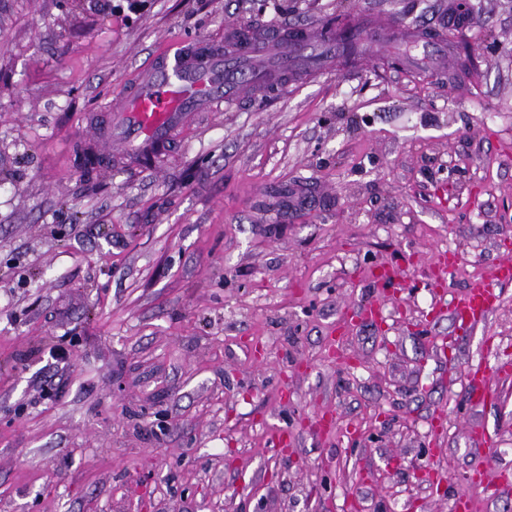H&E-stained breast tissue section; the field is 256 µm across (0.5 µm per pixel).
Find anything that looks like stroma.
Instances as JSON below:
<instances>
[{"label": "stroma", "instance_id": "stroma-1", "mask_svg": "<svg viewBox=\"0 0 512 512\" xmlns=\"http://www.w3.org/2000/svg\"><path fill=\"white\" fill-rule=\"evenodd\" d=\"M0 0V512H512V0ZM388 17L149 168L83 118L165 42ZM486 369L492 403H473ZM334 418L318 424L320 414ZM415 462L443 474L432 489ZM511 278V262L499 265L493 280L475 283L459 297L453 310L454 317L461 321H469L471 324L484 319L499 302V294L495 288L496 282L511 280Z\"/></svg>", "mask_w": 512, "mask_h": 512}]
</instances>
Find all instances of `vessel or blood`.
<instances>
[{"mask_svg":"<svg viewBox=\"0 0 512 512\" xmlns=\"http://www.w3.org/2000/svg\"><path fill=\"white\" fill-rule=\"evenodd\" d=\"M240 47L237 26L225 29L224 44L201 39L171 43L137 70L129 91L114 97L104 112L85 118L106 147L93 150L97 163L121 159L138 163L158 155L186 126L221 103L232 104L262 92L279 78L300 69L322 74L341 66L335 42L319 31L292 39L283 31L253 30ZM512 278V264L499 265L495 281L471 285L453 310L456 319L477 323L499 302L496 281Z\"/></svg>","mask_w":512,"mask_h":512,"instance_id":"b4317fda","label":"vessel or blood"}]
</instances>
